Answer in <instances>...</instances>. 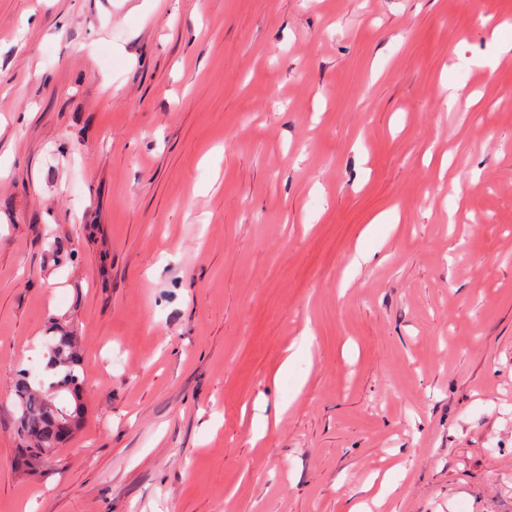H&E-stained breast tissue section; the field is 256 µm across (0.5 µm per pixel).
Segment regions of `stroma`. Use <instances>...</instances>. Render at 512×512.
<instances>
[{"label": "stroma", "mask_w": 512, "mask_h": 512, "mask_svg": "<svg viewBox=\"0 0 512 512\" xmlns=\"http://www.w3.org/2000/svg\"><path fill=\"white\" fill-rule=\"evenodd\" d=\"M496 28L512 0H0V512H347L393 466L378 512H512ZM53 326L85 415L28 474ZM314 336L312 334L311 329H304L299 336L297 342H295L292 346H290L287 350V355L285 356L281 367L279 369L278 374H282L288 372V367H290L295 359L303 353H309L310 347L313 343Z\"/></svg>", "instance_id": "1"}]
</instances>
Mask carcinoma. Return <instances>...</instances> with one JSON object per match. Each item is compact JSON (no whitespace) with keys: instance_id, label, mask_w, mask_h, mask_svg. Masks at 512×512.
Returning <instances> with one entry per match:
<instances>
[{"instance_id":"obj_1","label":"carcinoma","mask_w":512,"mask_h":512,"mask_svg":"<svg viewBox=\"0 0 512 512\" xmlns=\"http://www.w3.org/2000/svg\"><path fill=\"white\" fill-rule=\"evenodd\" d=\"M45 346V371H53L57 380L47 387L40 380L35 387L25 377L17 384L19 432L26 442L19 451L18 463L26 472L38 470L47 460L45 453L60 445L56 413L69 418L77 427L85 411L84 379L79 372L81 360L75 340L62 330L48 338ZM61 392L67 393V397L58 402L56 397Z\"/></svg>"}]
</instances>
